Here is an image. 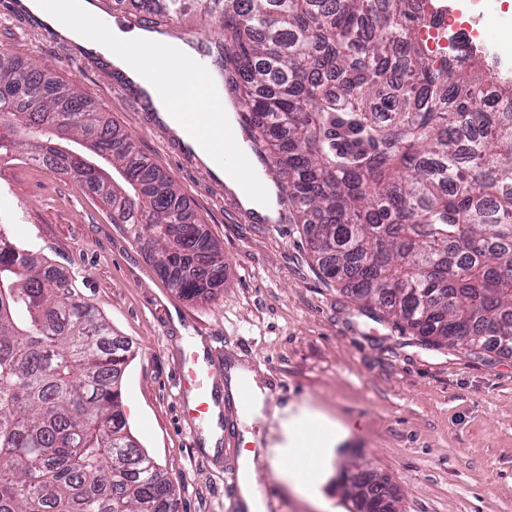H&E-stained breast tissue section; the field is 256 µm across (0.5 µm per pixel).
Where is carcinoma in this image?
Returning a JSON list of instances; mask_svg holds the SVG:
<instances>
[{"instance_id":"1","label":"carcinoma","mask_w":512,"mask_h":512,"mask_svg":"<svg viewBox=\"0 0 512 512\" xmlns=\"http://www.w3.org/2000/svg\"><path fill=\"white\" fill-rule=\"evenodd\" d=\"M207 0H131L143 29ZM207 53L248 135L279 171L322 275L367 313L428 346L475 352L512 338V81L464 79L423 32L424 0H215ZM92 140L112 169L84 170L60 136ZM69 173L112 208L178 293L201 239L171 177L50 70L0 52V157ZM133 355L72 274L0 227V512H176V490L127 427Z\"/></svg>"}]
</instances>
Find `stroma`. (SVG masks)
<instances>
[{
	"label": "stroma",
	"instance_id": "obj_1",
	"mask_svg": "<svg viewBox=\"0 0 512 512\" xmlns=\"http://www.w3.org/2000/svg\"><path fill=\"white\" fill-rule=\"evenodd\" d=\"M0 51L49 66L128 134L175 181L221 254L223 288L205 301L185 299L98 195L22 154L0 161V223L17 244L68 269L131 342L123 410L175 486L177 512H229L236 445L249 437L257 453L274 452L282 420L306 401L350 419L352 437L333 452L322 506L282 485L267 512H352L338 476L353 465L392 481L401 512H512L511 351L435 350L360 314L319 272L301 224L252 222L179 155L167 130L149 123L145 100L102 56L49 40L15 0H0ZM196 337L271 393L263 416H234L219 453L182 419L179 368Z\"/></svg>",
	"mask_w": 512,
	"mask_h": 512
}]
</instances>
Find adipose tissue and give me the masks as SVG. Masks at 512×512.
I'll list each match as a JSON object with an SVG mask.
<instances>
[{"label": "adipose tissue", "mask_w": 512, "mask_h": 512, "mask_svg": "<svg viewBox=\"0 0 512 512\" xmlns=\"http://www.w3.org/2000/svg\"><path fill=\"white\" fill-rule=\"evenodd\" d=\"M65 5L69 18L64 21L55 10L46 9L43 0H21L23 10L54 26L77 47L100 52L129 79L139 83L144 77H151L148 90L171 129L182 131L183 116L202 118L210 112L222 113L225 127H233L232 112L217 101L221 94L220 81L211 68L198 63L195 50L166 36L107 23L92 0H65ZM161 61L177 62L182 83L175 85L156 79V65ZM283 429L287 443L271 458L270 466L288 488L305 498H313L316 480L322 472L324 449L345 442L351 434V425L321 407L306 403L290 414Z\"/></svg>", "instance_id": "1"}]
</instances>
